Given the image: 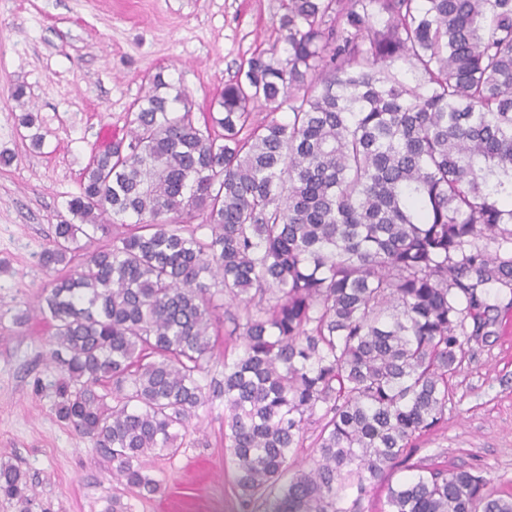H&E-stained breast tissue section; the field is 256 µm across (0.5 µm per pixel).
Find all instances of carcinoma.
<instances>
[{"label": "carcinoma", "mask_w": 512, "mask_h": 512, "mask_svg": "<svg viewBox=\"0 0 512 512\" xmlns=\"http://www.w3.org/2000/svg\"><path fill=\"white\" fill-rule=\"evenodd\" d=\"M285 9L284 54L253 53L204 121L158 75L129 140L85 168L67 201L80 223L60 220L40 256L65 269L38 308L65 355L55 414L118 482L158 494L143 457L179 452L222 324L237 352L210 387L245 501L361 512L401 466L412 475L382 512H512L481 471L412 461L445 420L466 320L488 325L479 295L512 294V248L484 245H512V0ZM20 124L41 146L38 115ZM128 214L130 230L70 269L78 236ZM0 496L27 500L9 462Z\"/></svg>", "instance_id": "1"}]
</instances>
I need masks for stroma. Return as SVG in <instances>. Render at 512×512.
<instances>
[{
	"label": "stroma",
	"mask_w": 512,
	"mask_h": 512,
	"mask_svg": "<svg viewBox=\"0 0 512 512\" xmlns=\"http://www.w3.org/2000/svg\"><path fill=\"white\" fill-rule=\"evenodd\" d=\"M282 0H0V461L25 472L28 503L0 497V512H104L112 495L130 512H260L245 502L224 446V399L211 397L173 457L148 455L161 484L138 498L112 476L92 441L55 415L51 328L36 310L54 274L38 263L91 156L99 131L126 134V114L156 73L207 113L254 51L282 46ZM24 86V102L15 89ZM38 112L33 148L19 118ZM489 325L467 335L448 380L443 426L414 457L472 467L512 495V294L483 296ZM30 312L28 322L15 316Z\"/></svg>",
	"instance_id": "obj_1"
}]
</instances>
